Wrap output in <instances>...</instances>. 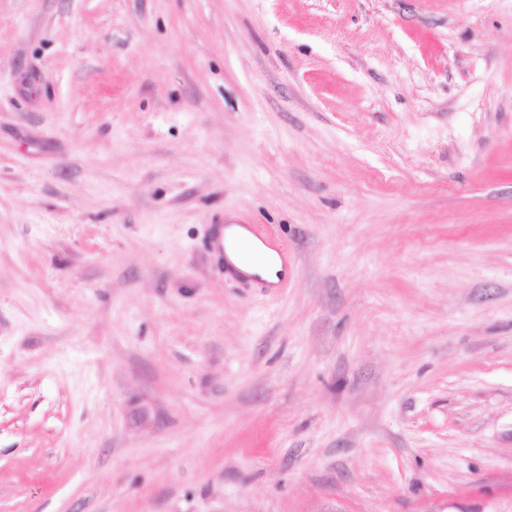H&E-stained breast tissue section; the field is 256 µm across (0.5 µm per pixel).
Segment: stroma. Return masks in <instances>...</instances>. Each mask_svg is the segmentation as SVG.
<instances>
[{
  "mask_svg": "<svg viewBox=\"0 0 512 512\" xmlns=\"http://www.w3.org/2000/svg\"><path fill=\"white\" fill-rule=\"evenodd\" d=\"M0 512H512V0H0ZM248 231L252 238L240 242L243 239H248V233L244 228L237 224H228L226 228L224 227V257L227 263L242 274L276 282L278 278L275 273L280 269V264H277V261L270 260L268 266L263 268L242 265L238 260L235 246L239 242L237 251L241 261L245 264L265 263L268 260L269 252H273L281 263L280 277L283 276L288 265V248L274 244L267 236L254 234L249 229Z\"/></svg>",
  "mask_w": 512,
  "mask_h": 512,
  "instance_id": "35a3bbf8",
  "label": "stroma"
}]
</instances>
